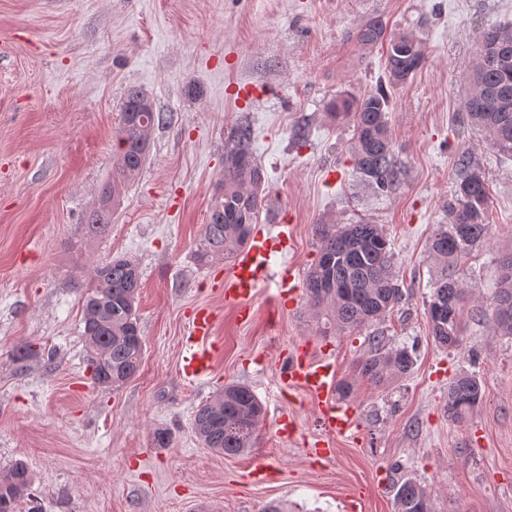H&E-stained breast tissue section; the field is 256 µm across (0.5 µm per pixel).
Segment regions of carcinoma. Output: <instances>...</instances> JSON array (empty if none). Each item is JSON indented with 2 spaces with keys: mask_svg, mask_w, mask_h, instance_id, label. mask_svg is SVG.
<instances>
[{
  "mask_svg": "<svg viewBox=\"0 0 512 512\" xmlns=\"http://www.w3.org/2000/svg\"><path fill=\"white\" fill-rule=\"evenodd\" d=\"M359 46L370 51L386 47L385 76L391 85L405 83L425 62L422 44L404 33H387L378 19L360 23L355 31ZM464 111L480 130L487 148L512 158V23H500L482 32L479 45L465 70ZM332 120L349 119L354 134L355 173L374 190L391 192L398 181L395 145L388 125L389 98L380 89L360 96L348 94L330 102ZM162 114L137 87L127 89L118 152L109 179L98 190L97 203L86 215L84 241L104 238L112 227V209L146 158L150 137ZM459 181L448 202V223L433 232L429 256L445 271L427 305L432 339L445 349L462 344L463 316L468 301L457 275L459 258L487 237L488 194L482 166L469 153L456 161ZM264 175L253 153V130L241 122L230 130L224 151V180L212 196L206 224L202 225L193 254L202 266L226 261L254 232L262 204ZM318 258L305 278V303L312 317L323 322L322 333L361 329L379 323L401 303L394 253L383 227L370 221L315 226ZM71 286L81 290L86 368L93 383L119 389L139 373L144 340L135 304L141 288L137 263L125 257L97 263ZM495 335L512 339V251L499 258V279L489 301ZM369 350L356 365L360 378L375 386L397 381L412 370L415 359L406 347H394L383 336L368 337ZM39 353L22 347L12 356L16 372L27 371ZM482 399L479 381L458 375L448 386V417L464 421ZM263 405L246 385L227 383L224 389L196 410L192 427L204 447L235 457L251 451L263 416ZM33 476L18 461L0 471V512H19L18 504L32 500ZM396 512H434L431 491L412 477L401 479L394 499Z\"/></svg>",
  "mask_w": 512,
  "mask_h": 512,
  "instance_id": "1",
  "label": "carcinoma"
}]
</instances>
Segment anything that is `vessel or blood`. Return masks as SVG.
<instances>
[{"label":"vessel or blood","mask_w":512,"mask_h":512,"mask_svg":"<svg viewBox=\"0 0 512 512\" xmlns=\"http://www.w3.org/2000/svg\"><path fill=\"white\" fill-rule=\"evenodd\" d=\"M295 245V227L276 225L274 230L258 228L248 245L238 252L230 269L218 282L225 302L233 305L240 321H248L251 303L276 256L291 251ZM300 285L291 269H283L277 282L276 300L279 305L295 304ZM213 315L205 308L197 309L191 319V330L183 341L184 355L181 371L185 379L193 381L210 371L209 353L204 341L212 331ZM289 387L303 390L319 399L318 419L326 431V438L311 443L310 456L331 458L336 454L335 438L353 436L356 422L350 404L337 397L338 380L334 362L313 359L308 345L294 348L286 359L283 371Z\"/></svg>","instance_id":"1"}]
</instances>
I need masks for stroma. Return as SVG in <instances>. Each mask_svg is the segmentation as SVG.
I'll use <instances>...</instances> for the list:
<instances>
[{
  "label": "stroma",
  "mask_w": 512,
  "mask_h": 512,
  "mask_svg": "<svg viewBox=\"0 0 512 512\" xmlns=\"http://www.w3.org/2000/svg\"><path fill=\"white\" fill-rule=\"evenodd\" d=\"M371 18L415 35L426 57L388 90L400 168L388 194L355 173L351 124L326 115L336 96L385 80L382 49L364 51L353 37ZM507 21L512 0H0V469L27 463L42 512H263L271 503L348 512L353 489L363 494L357 512H394L395 463L431 488L435 512H512V339L472 309L495 286L498 255L512 249V160L486 148L462 109L483 30ZM231 83L252 86L254 98H230ZM131 87L164 121L109 235L84 247L82 224L112 172ZM241 121L253 128L266 178L259 222L294 224L284 263L297 278L316 257L319 222L364 218L385 229L405 297L378 327L320 335L304 304L277 312L271 279L252 321L240 323L214 286L225 263L194 262L192 242L224 178L227 133ZM464 151L488 178L489 227L458 265L471 305L461 347L446 350L426 319L440 274L428 240L448 221ZM109 256L142 272L143 362L114 391L90 379L81 300L66 283ZM202 306L215 314L212 370L190 382L182 340ZM377 330L415 352L408 375L379 387L354 371ZM305 342L356 384L347 401L358 429L317 464L306 446L324 436L319 402L290 390L279 365ZM29 344L42 356L16 375L11 354ZM463 371L479 380L482 400L456 423L448 384ZM229 382L264 406L255 447L240 457L204 448L192 431L197 407ZM284 413L298 427L288 440L275 427ZM159 430L171 434L168 447H156ZM258 463L272 472L262 485L245 478Z\"/></svg>",
  "instance_id": "35a3bbf8"
}]
</instances>
